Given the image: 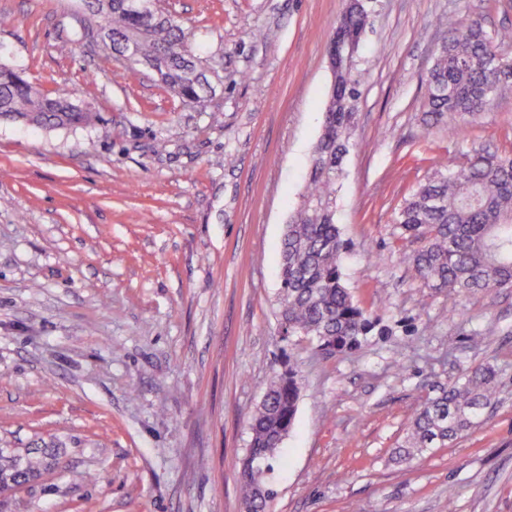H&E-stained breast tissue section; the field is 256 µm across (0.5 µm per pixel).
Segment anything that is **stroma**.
Listing matches in <instances>:
<instances>
[{
    "mask_svg": "<svg viewBox=\"0 0 512 512\" xmlns=\"http://www.w3.org/2000/svg\"><path fill=\"white\" fill-rule=\"evenodd\" d=\"M346 4L164 0L214 78L199 112L103 51L76 0H0V59L100 114L0 119V448L55 450L0 512H240L250 418L287 361L302 385L270 512H512V288L422 287L395 230L436 162L512 149V91L452 137L423 85L451 28L512 29V0H374L336 222L345 282L379 323L336 355L281 332L280 241ZM484 364L483 422L398 462L409 417Z\"/></svg>",
    "mask_w": 512,
    "mask_h": 512,
    "instance_id": "1",
    "label": "stroma"
}]
</instances>
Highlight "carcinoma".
<instances>
[{
  "instance_id": "1",
  "label": "carcinoma",
  "mask_w": 512,
  "mask_h": 512,
  "mask_svg": "<svg viewBox=\"0 0 512 512\" xmlns=\"http://www.w3.org/2000/svg\"><path fill=\"white\" fill-rule=\"evenodd\" d=\"M80 9L104 21L102 41L113 53L152 64L177 97L197 111L210 109L203 60L192 48L191 32L160 5V0H80ZM370 25L368 10L348 7L336 21L332 42L360 44ZM511 40L504 34L497 40ZM494 36L481 18L467 19L437 50L426 85L430 120L456 133L468 118L487 110L512 89V67L497 62ZM337 65L320 136L309 158V178L288 217L279 260V320L284 335L310 336L326 353L355 350L378 318L357 305L341 270L345 242L335 221L336 183L354 147V115L348 105L359 96L358 60L330 55ZM0 118L42 128L90 125L94 107L72 89L44 91L0 62ZM414 249L408 254L411 277L427 288L453 294L512 288V153L475 150L460 165L443 161L405 200L396 224ZM299 371L277 373L264 403L250 420L251 452L260 455L294 423ZM495 372L479 366L463 381L428 399L409 420L397 457L410 462L430 448H445L476 427L494 403ZM43 456H23L0 448V488L39 478ZM270 460L242 471L243 497L253 485L267 484Z\"/></svg>"
}]
</instances>
